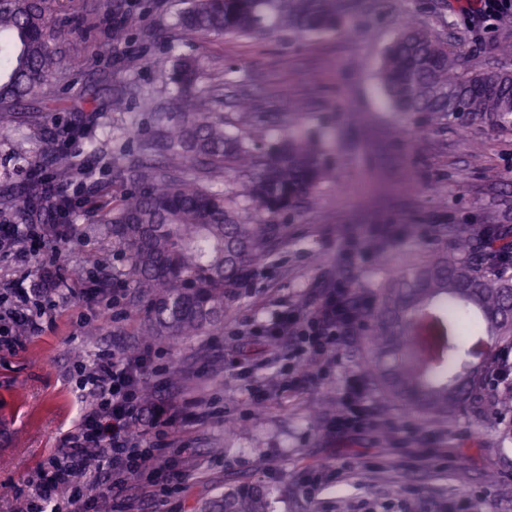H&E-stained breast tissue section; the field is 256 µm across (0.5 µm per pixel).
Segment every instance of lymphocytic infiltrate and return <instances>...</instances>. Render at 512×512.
I'll return each instance as SVG.
<instances>
[{
  "label": "lymphocytic infiltrate",
  "instance_id": "1",
  "mask_svg": "<svg viewBox=\"0 0 512 512\" xmlns=\"http://www.w3.org/2000/svg\"><path fill=\"white\" fill-rule=\"evenodd\" d=\"M9 247L14 257L27 261L30 254L45 247L44 235L33 224H1L0 248ZM10 293L17 302L29 304V312L5 311L7 325L0 328V345L12 342L10 326L20 322L30 332H38L53 304L48 300L31 301L22 285ZM349 285L341 283L313 311L303 316L280 314L259 327L260 335L290 340L303 368L318 369L325 356L344 340L350 331L345 299ZM154 353L151 343H144L133 356H99L92 364L78 370L79 385L90 398L89 407L77 427L67 435L60 456L52 458L43 472L39 507H19L18 512H65L74 500L69 487L94 481L111 480L121 487L134 478L164 494L172 477L179 473L175 449L165 442L152 441L141 424L151 418L153 427H166L172 421L166 401L146 404L143 391L145 375ZM344 409L332 422L336 431L359 428L375 421L374 407L363 396V385L351 380L344 391Z\"/></svg>",
  "mask_w": 512,
  "mask_h": 512
}]
</instances>
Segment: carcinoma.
<instances>
[{"label":"carcinoma","instance_id":"cac0c4a2","mask_svg":"<svg viewBox=\"0 0 512 512\" xmlns=\"http://www.w3.org/2000/svg\"><path fill=\"white\" fill-rule=\"evenodd\" d=\"M347 0H187L176 25L189 33L264 37L342 30ZM61 0H0V115L36 99L57 80L62 65ZM200 61L176 65L172 126L144 144L148 153L181 160L184 168L223 169L238 177L224 192L173 179L133 159L112 165L135 187L100 216L127 265L103 272L96 287L123 276L144 300L143 335L181 339L220 328L224 310L269 257L284 215L316 204L317 190L334 179L324 150L311 135L291 132L268 146L256 127L244 139L230 134L216 112L217 96L196 91ZM461 53L415 24L385 50L378 79L392 109L425 113L432 121L479 116L495 126L512 123V71H462ZM6 223H30L29 211L8 203ZM454 248L411 264L388 279L379 304L350 299L356 339L369 353L363 376L381 398L442 421L461 412L512 414V390L493 389L512 372V237L490 224L459 229ZM275 488L237 483L204 512H274Z\"/></svg>","mask_w":512,"mask_h":512}]
</instances>
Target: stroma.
Listing matches in <instances>:
<instances>
[{
	"label": "stroma",
	"instance_id": "obj_1",
	"mask_svg": "<svg viewBox=\"0 0 512 512\" xmlns=\"http://www.w3.org/2000/svg\"><path fill=\"white\" fill-rule=\"evenodd\" d=\"M356 31L252 40L188 34L174 25L182 0H124L128 24L118 25L109 0H64L79 24L65 32L64 77L46 97L27 100L0 128V194L45 215V200L29 197L32 179L52 180L72 200L74 237L58 247L48 287L54 302L40 332L21 334L0 349V512H17L43 464L89 405L76 371L103 353L132 351L142 342L144 310L128 281L115 280L122 299L93 294L101 266L120 270L122 252L99 222L130 189L113 178L105 156L137 157L168 122L170 82L178 57L202 60L198 89L224 87L225 127L247 135L268 126L273 137L306 130L321 138L337 182L321 187L317 207L282 219L272 255L248 280L207 336L155 339L154 366L162 368L155 393L175 406L195 399L194 416L168 429L185 449L186 476L156 497L138 481L109 496L107 512H200L224 487L241 481L283 490L276 512H512V415L475 420L461 414L421 421L403 407L382 406V422L352 433L332 430V415L311 422L309 405L339 400L361 359L349 344L336 347L317 376L270 391L263 410L250 400L252 385L292 370L287 344L266 346L252 333L272 316L318 305L337 277L372 298L387 274L447 249L451 230L471 224L512 228V127L469 118L426 125L422 115L393 112L379 86L384 48L407 17L462 50L471 69L512 70V27L464 15L459 0H436L420 13L417 0H363ZM112 45L100 57L98 46ZM255 103L250 116L235 105L241 91ZM126 107H109L113 93ZM300 102L302 111L288 109ZM57 147L86 178L57 175L41 146ZM418 233L409 237L407 225ZM180 369L179 383L170 373ZM343 468L318 484L305 474ZM469 482L458 490L455 477Z\"/></svg>",
	"mask_w": 512,
	"mask_h": 512
}]
</instances>
